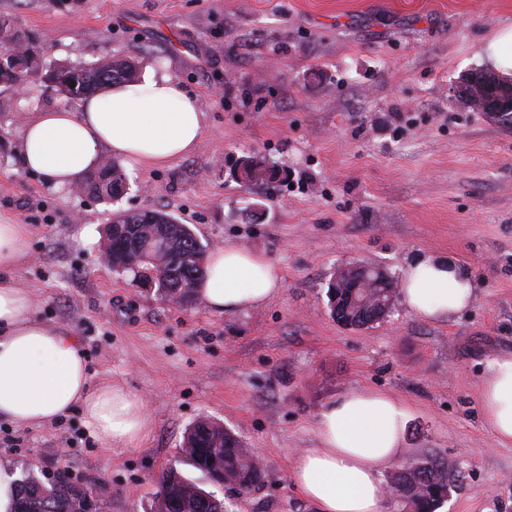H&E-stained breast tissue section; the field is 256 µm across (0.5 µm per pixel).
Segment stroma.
I'll return each mask as SVG.
<instances>
[{
    "instance_id": "obj_1",
    "label": "stroma",
    "mask_w": 512,
    "mask_h": 512,
    "mask_svg": "<svg viewBox=\"0 0 512 512\" xmlns=\"http://www.w3.org/2000/svg\"><path fill=\"white\" fill-rule=\"evenodd\" d=\"M0 16L38 39L48 64L166 63L205 114L195 153L123 165L130 188L104 203L19 164L23 119L65 97L37 74L0 85V215L30 232L14 277L38 319L76 337L92 384L136 392L153 421L145 443L111 449L76 409L34 428L1 419V470L81 483L111 512H152L163 471L206 483L180 445L209 419L264 469L243 494L206 483L229 512H315L291 460L314 447L327 399L369 388L412 410L384 481L437 454L466 472L446 512H512V443L494 440L479 403L486 362L512 353V125L455 96L462 77L489 69L512 0H0ZM244 156L287 168V180L239 181ZM158 207L207 249L264 253L278 294L224 315L199 299L162 301L104 267L113 215ZM426 258L470 275L466 311L429 323L400 302L361 330L329 315L337 267L366 261L399 279Z\"/></svg>"
}]
</instances>
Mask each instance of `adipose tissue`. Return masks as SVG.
I'll use <instances>...</instances> for the list:
<instances>
[{"label":"adipose tissue","instance_id":"1","mask_svg":"<svg viewBox=\"0 0 512 512\" xmlns=\"http://www.w3.org/2000/svg\"><path fill=\"white\" fill-rule=\"evenodd\" d=\"M204 114L177 79L160 72L107 85L73 108L26 117L21 166L56 187L79 184L103 160L161 166L195 152ZM27 225L0 218V419L20 427L50 424L80 408L108 448H134L152 433L139 395L92 386L84 352L67 329L32 314L28 291L11 276L28 249ZM282 285L277 265L237 244L214 249L197 288L210 309L227 314L261 306ZM474 286L455 268L429 259L408 267L402 298L417 318L445 322L466 310ZM480 411L495 440L512 442V355L491 359L480 382ZM408 405L390 393L355 389L325 402L315 418L316 445L293 457L289 476L316 512H385L382 469L400 455Z\"/></svg>","mask_w":512,"mask_h":512}]
</instances>
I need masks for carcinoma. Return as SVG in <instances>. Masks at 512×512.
I'll list each match as a JSON object with an SVG mask.
<instances>
[{
  "label": "carcinoma",
  "mask_w": 512,
  "mask_h": 512,
  "mask_svg": "<svg viewBox=\"0 0 512 512\" xmlns=\"http://www.w3.org/2000/svg\"><path fill=\"white\" fill-rule=\"evenodd\" d=\"M5 66H0V83L15 86L26 80L29 72L41 68L37 47L30 38L20 34L11 23L0 17V55ZM59 72L68 84L65 97L75 104L95 93L106 84L134 82L138 72L135 64L125 58H102L89 66H56L46 72ZM247 182L277 181L280 170L253 161L242 165ZM126 187L123 171L115 161L106 162L100 171L83 187V191L100 200L119 197ZM133 224H167L166 233L159 242L167 247V261L163 267L153 264L150 258L132 248L122 239H113L115 272L151 277L162 284L155 289L158 296L167 300L175 296L183 306L193 301L196 284L205 273V246L194 231L179 223L166 210L151 209L122 212L113 218L112 234L122 231L130 236ZM370 286L372 305L364 318L355 309H342L341 318L353 325L370 327L380 320L382 303L393 299L391 283L380 279L371 271L365 276ZM180 454L211 482L236 492H246L261 482L262 474L253 466V453L244 441L220 424L207 419L196 422L185 433ZM465 476L457 465L437 455H427L397 472L391 483L393 499L402 512H436L448 494L463 488ZM15 512H96L99 499L89 488L61 479L51 485L31 471L24 472L18 480ZM179 512H228L224 501L204 490L197 483L171 468L161 474L155 494L154 512H171L172 503Z\"/></svg>",
  "instance_id": "1"
}]
</instances>
